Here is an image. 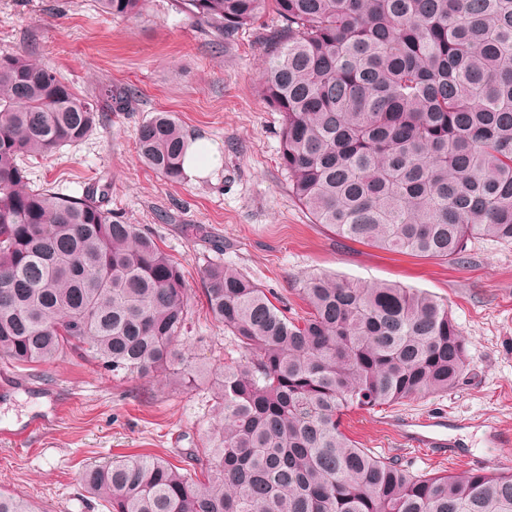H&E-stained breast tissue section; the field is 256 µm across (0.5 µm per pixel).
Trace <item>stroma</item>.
I'll return each instance as SVG.
<instances>
[{"instance_id": "35a3bbf8", "label": "stroma", "mask_w": 512, "mask_h": 512, "mask_svg": "<svg viewBox=\"0 0 512 512\" xmlns=\"http://www.w3.org/2000/svg\"><path fill=\"white\" fill-rule=\"evenodd\" d=\"M265 13L225 42L176 0H148L142 16L111 19L96 0H0V54L26 49L80 95L128 90L120 109L100 101L95 131L51 157L24 161L31 185L80 198L108 186L105 206L153 233L192 290L182 356L164 380L112 375L67 356L37 366L0 355V491L34 512H108L82 473L113 455L147 453L183 467L211 444L214 390L224 380V329L201 293V272L223 259L304 312L306 276L397 282L445 302L468 342L469 371L445 396L345 416L360 447L414 470L456 474L496 461L512 469V244L469 242L463 262L381 251L313 223L280 165L282 116L259 92ZM173 113L185 133L216 144L219 166L171 183L140 160L136 136L154 113ZM439 417L456 458L405 445L411 421ZM27 432L15 448L11 433ZM506 442L496 445L495 433Z\"/></svg>"}]
</instances>
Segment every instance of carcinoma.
<instances>
[{
	"instance_id": "carcinoma-1",
	"label": "carcinoma",
	"mask_w": 512,
	"mask_h": 512,
	"mask_svg": "<svg viewBox=\"0 0 512 512\" xmlns=\"http://www.w3.org/2000/svg\"><path fill=\"white\" fill-rule=\"evenodd\" d=\"M114 19L147 0H98ZM229 42L268 8L282 21L260 79L282 115L293 197L337 236L457 263L468 242L512 243V0H180ZM98 105L25 50L0 55V354L67 353L114 376H155L178 353L183 272L95 192L33 186L22 165L87 138ZM141 161L185 178L169 112L138 130ZM202 294L224 326L214 447L190 471L155 455L85 468L109 512H512V471H413L342 419L454 391L467 340L448 306L395 283L312 275L307 311L211 261ZM0 512L32 506L0 493Z\"/></svg>"
}]
</instances>
